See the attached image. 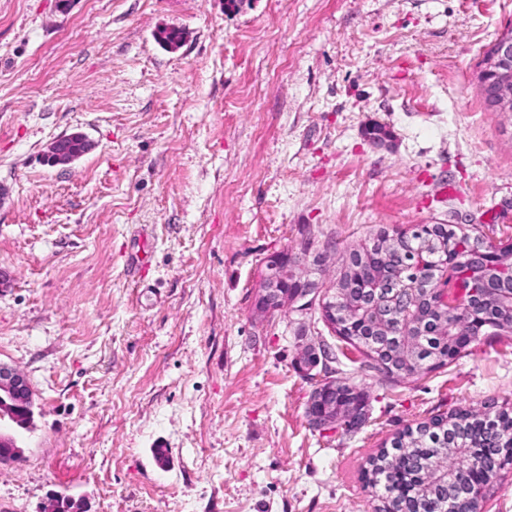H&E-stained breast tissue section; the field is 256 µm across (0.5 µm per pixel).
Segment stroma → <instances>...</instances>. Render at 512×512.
Returning a JSON list of instances; mask_svg holds the SVG:
<instances>
[{"instance_id": "stroma-1", "label": "stroma", "mask_w": 512, "mask_h": 512, "mask_svg": "<svg viewBox=\"0 0 512 512\" xmlns=\"http://www.w3.org/2000/svg\"><path fill=\"white\" fill-rule=\"evenodd\" d=\"M509 27L512 0H0V364L34 398L0 512H375L383 443L512 404V332L390 382L317 308L253 305L306 234L326 285L382 228L512 239V119L476 84ZM320 341L368 396L356 432L309 424ZM93 143L83 134L74 133L54 138L45 154L51 166H66L93 149Z\"/></svg>"}]
</instances>
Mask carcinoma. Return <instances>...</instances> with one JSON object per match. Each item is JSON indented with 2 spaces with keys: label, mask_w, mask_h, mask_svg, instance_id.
Listing matches in <instances>:
<instances>
[{
  "label": "carcinoma",
  "mask_w": 512,
  "mask_h": 512,
  "mask_svg": "<svg viewBox=\"0 0 512 512\" xmlns=\"http://www.w3.org/2000/svg\"><path fill=\"white\" fill-rule=\"evenodd\" d=\"M400 234L403 261L416 281L415 293L377 304L370 317L353 322L347 327L348 335L340 337L361 354L363 367L387 378L393 377V332L400 319L413 313L426 318L440 310L447 314L444 327L452 329L458 308H446L439 298L449 285L473 287L465 276L466 251L471 242L482 238L477 228L458 224H416ZM428 253L432 263L420 264ZM494 271L484 283L490 306L472 307L478 335L454 339L428 326L418 329L409 375L442 368L480 337L512 330V299L506 295L512 289V266H496ZM384 276V270L366 259L343 265L336 277V288L342 291L336 295V304L343 302L344 294L355 301L365 300L363 282ZM328 398L338 406L367 402L365 391L347 377L336 378V391ZM507 448H512V405L492 402L482 415L452 410L408 427L394 437L391 448L371 458L365 472L367 485L381 501L376 512H471L475 488L485 487L490 477L512 461Z\"/></svg>",
  "instance_id": "1"
}]
</instances>
